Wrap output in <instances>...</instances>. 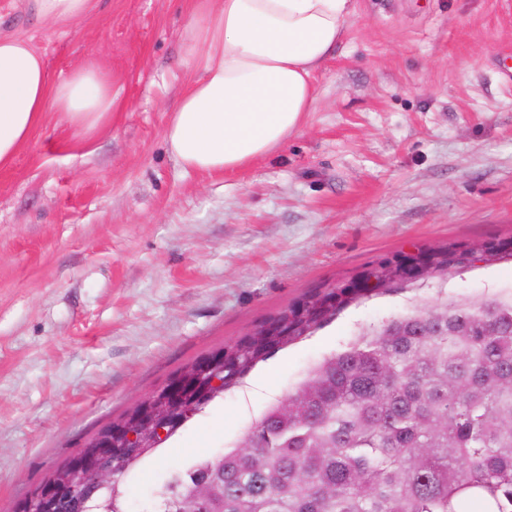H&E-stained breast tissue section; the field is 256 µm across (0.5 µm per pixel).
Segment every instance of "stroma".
Instances as JSON below:
<instances>
[{
    "instance_id": "35a3bbf8",
    "label": "stroma",
    "mask_w": 512,
    "mask_h": 512,
    "mask_svg": "<svg viewBox=\"0 0 512 512\" xmlns=\"http://www.w3.org/2000/svg\"><path fill=\"white\" fill-rule=\"evenodd\" d=\"M190 0H99L46 32L0 0L51 80L112 75L93 138L49 116L0 168V512L101 428L212 350L321 287L414 248L512 235V0H354L316 104L277 152L234 174L182 168L164 132L185 82ZM505 261L448 278L477 299ZM413 292L349 307L250 373L283 396L357 324ZM228 390L132 475L134 500L235 442L269 403Z\"/></svg>"
}]
</instances>
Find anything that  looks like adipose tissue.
<instances>
[{"label": "adipose tissue", "instance_id": "obj_1", "mask_svg": "<svg viewBox=\"0 0 512 512\" xmlns=\"http://www.w3.org/2000/svg\"><path fill=\"white\" fill-rule=\"evenodd\" d=\"M95 0H27L47 27L87 18ZM199 16L183 44L202 61L165 131L185 169L224 174L282 147L312 111L316 73L331 58L353 0H193ZM112 77L87 63L51 81L25 38L0 36V167L9 165L48 114L93 134L112 122Z\"/></svg>", "mask_w": 512, "mask_h": 512}]
</instances>
